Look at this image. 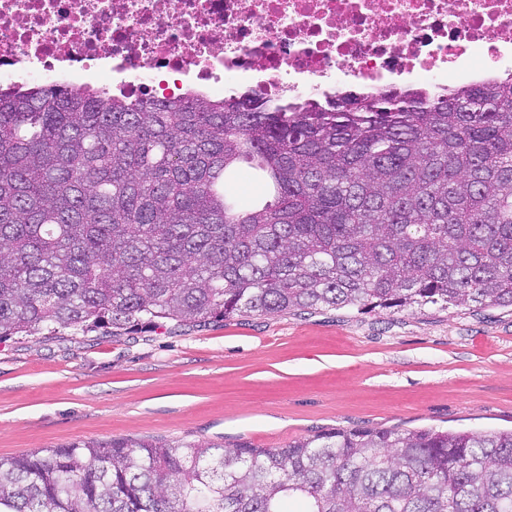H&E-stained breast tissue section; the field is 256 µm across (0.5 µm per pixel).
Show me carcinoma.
Listing matches in <instances>:
<instances>
[{"instance_id":"obj_1","label":"carcinoma","mask_w":512,"mask_h":512,"mask_svg":"<svg viewBox=\"0 0 512 512\" xmlns=\"http://www.w3.org/2000/svg\"><path fill=\"white\" fill-rule=\"evenodd\" d=\"M273 200L228 207L225 173ZM512 308V76L269 110L0 93V341L323 308ZM0 512H512V430L0 456ZM225 180L226 188L240 208L247 209L272 198V190L262 173L246 163L227 171Z\"/></svg>"}]
</instances>
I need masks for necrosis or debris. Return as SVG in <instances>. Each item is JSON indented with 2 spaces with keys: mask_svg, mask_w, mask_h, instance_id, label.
Wrapping results in <instances>:
<instances>
[{
  "mask_svg": "<svg viewBox=\"0 0 512 512\" xmlns=\"http://www.w3.org/2000/svg\"><path fill=\"white\" fill-rule=\"evenodd\" d=\"M512 73V0H0V90L434 93Z\"/></svg>",
  "mask_w": 512,
  "mask_h": 512,
  "instance_id": "obj_1",
  "label": "necrosis or debris"
}]
</instances>
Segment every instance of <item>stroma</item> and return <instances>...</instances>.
I'll list each match as a JSON object with an SVG mask.
<instances>
[{
    "label": "stroma",
    "mask_w": 512,
    "mask_h": 512,
    "mask_svg": "<svg viewBox=\"0 0 512 512\" xmlns=\"http://www.w3.org/2000/svg\"><path fill=\"white\" fill-rule=\"evenodd\" d=\"M243 209L271 199L241 163ZM512 428V309H322L0 343V455L115 437L281 448L334 428Z\"/></svg>",
    "instance_id": "35a3bbf8"
}]
</instances>
